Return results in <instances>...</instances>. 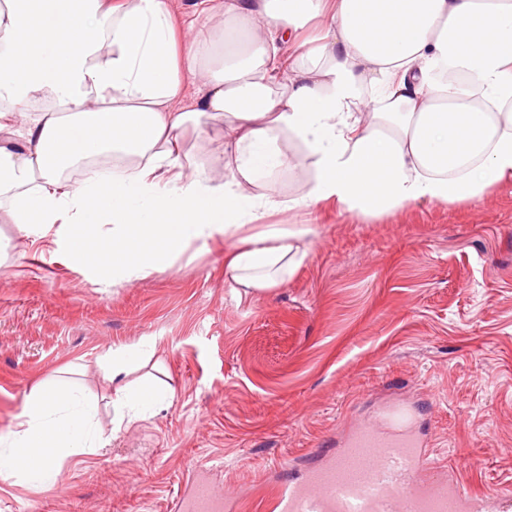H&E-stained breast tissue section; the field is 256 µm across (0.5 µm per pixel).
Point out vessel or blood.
<instances>
[{
  "mask_svg": "<svg viewBox=\"0 0 512 512\" xmlns=\"http://www.w3.org/2000/svg\"><path fill=\"white\" fill-rule=\"evenodd\" d=\"M192 512H233V497L194 482ZM279 512H512V493L475 495L426 450L402 402L355 425L304 479L281 488Z\"/></svg>",
  "mask_w": 512,
  "mask_h": 512,
  "instance_id": "obj_1",
  "label": "vessel or blood"
}]
</instances>
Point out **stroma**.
I'll return each mask as SVG.
<instances>
[{"label":"stroma","instance_id":"1","mask_svg":"<svg viewBox=\"0 0 512 512\" xmlns=\"http://www.w3.org/2000/svg\"><path fill=\"white\" fill-rule=\"evenodd\" d=\"M307 254L270 293L238 297L223 238L175 266L104 288L0 223V435L66 363L103 395L97 359L154 339L145 371L172 404L64 460L56 482L0 481V512H176L189 478L272 512L276 491L337 433L407 403L474 494L512 489V182L463 206L414 203L367 220L320 203Z\"/></svg>","mask_w":512,"mask_h":512}]
</instances>
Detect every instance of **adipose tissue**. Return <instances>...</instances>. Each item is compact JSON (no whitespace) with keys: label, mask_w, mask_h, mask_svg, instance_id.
Returning <instances> with one entry per match:
<instances>
[{"label":"adipose tissue","mask_w":512,"mask_h":512,"mask_svg":"<svg viewBox=\"0 0 512 512\" xmlns=\"http://www.w3.org/2000/svg\"><path fill=\"white\" fill-rule=\"evenodd\" d=\"M203 2L189 21L171 0L0 9V208L99 284L164 272L221 236L237 295H262L310 233L273 213L333 201L375 219L512 179V0ZM215 117L218 175L179 146ZM286 172L308 177L287 200ZM152 348L143 336L100 356L117 418L171 405L172 389L136 375ZM98 412L82 387H34L0 438V479L53 484L61 460L108 445Z\"/></svg>","instance_id":"ef3b65f1"}]
</instances>
